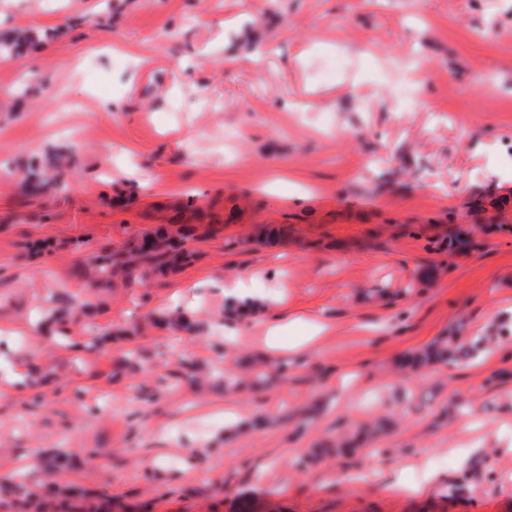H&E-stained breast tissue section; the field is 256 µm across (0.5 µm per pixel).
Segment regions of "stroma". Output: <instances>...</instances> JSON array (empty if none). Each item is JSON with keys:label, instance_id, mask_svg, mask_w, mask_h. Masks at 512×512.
Wrapping results in <instances>:
<instances>
[{"label": "stroma", "instance_id": "35a3bbf8", "mask_svg": "<svg viewBox=\"0 0 512 512\" xmlns=\"http://www.w3.org/2000/svg\"><path fill=\"white\" fill-rule=\"evenodd\" d=\"M20 30L0 58V373L63 374L0 398V480L96 448L72 479L151 512H512V0H0V40ZM59 154L60 184L24 182ZM175 222L209 227L197 259L73 327L104 350L75 363L32 336L94 254ZM271 224L288 239L235 337L224 285L264 263ZM173 309L204 331L134 333ZM456 327L491 350L397 372ZM130 345L153 368L110 380ZM183 354L288 371L199 391ZM453 396L469 415L444 416Z\"/></svg>", "mask_w": 512, "mask_h": 512}]
</instances>
